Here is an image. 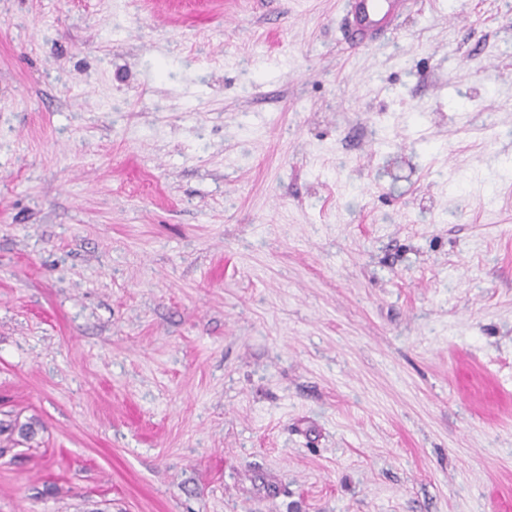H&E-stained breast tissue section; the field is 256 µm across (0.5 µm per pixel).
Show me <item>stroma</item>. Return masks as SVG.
Returning <instances> with one entry per match:
<instances>
[{
    "label": "stroma",
    "instance_id": "1",
    "mask_svg": "<svg viewBox=\"0 0 512 512\" xmlns=\"http://www.w3.org/2000/svg\"><path fill=\"white\" fill-rule=\"evenodd\" d=\"M0 0V512H512V0ZM406 0H347L343 40L353 46L372 42L399 17Z\"/></svg>",
    "mask_w": 512,
    "mask_h": 512
}]
</instances>
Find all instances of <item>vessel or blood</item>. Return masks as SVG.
I'll use <instances>...</instances> for the list:
<instances>
[{"instance_id":"obj_1","label":"vessel or blood","mask_w":512,"mask_h":512,"mask_svg":"<svg viewBox=\"0 0 512 512\" xmlns=\"http://www.w3.org/2000/svg\"><path fill=\"white\" fill-rule=\"evenodd\" d=\"M405 0H347L343 40L353 46L372 42L399 17Z\"/></svg>"}]
</instances>
